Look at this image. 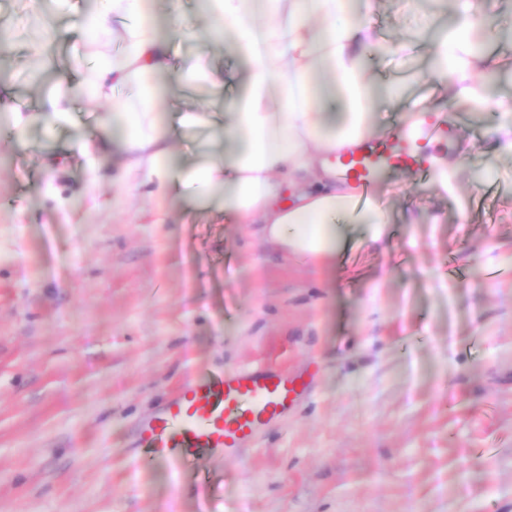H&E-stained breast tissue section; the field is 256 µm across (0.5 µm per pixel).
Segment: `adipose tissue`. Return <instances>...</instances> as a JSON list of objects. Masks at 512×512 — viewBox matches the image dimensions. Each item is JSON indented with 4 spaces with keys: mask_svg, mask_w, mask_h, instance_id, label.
Wrapping results in <instances>:
<instances>
[{
    "mask_svg": "<svg viewBox=\"0 0 512 512\" xmlns=\"http://www.w3.org/2000/svg\"><path fill=\"white\" fill-rule=\"evenodd\" d=\"M347 2L208 0V13L231 31L233 53L254 66L246 93L226 104L230 151L180 167L173 161L176 139L187 127L210 125L211 117L183 112L168 131L156 128L146 108L155 78L171 69L169 41L142 21L141 0H106L91 25L107 36L111 19L124 20V47L95 66L91 91L108 99L114 87L137 84L136 101L118 105L136 130L115 135L100 119L101 136L85 141L83 152L112 151L123 163L120 183L150 197L174 195L191 204L212 200L223 189L225 215L256 225L260 240L286 256L330 260L342 244V224L365 225L379 240L382 218L358 210L353 190L338 180L329 158L380 135L371 112L377 82L364 58L370 52L393 55L403 45L379 40L366 23L348 19ZM492 7L491 0L469 2L447 28L434 29L427 16L416 30L432 58L428 79L478 108L493 104L484 77L498 63L474 53L472 34L491 25Z\"/></svg>",
    "mask_w": 512,
    "mask_h": 512,
    "instance_id": "1",
    "label": "adipose tissue"
}]
</instances>
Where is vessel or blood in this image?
Masks as SVG:
<instances>
[{
  "mask_svg": "<svg viewBox=\"0 0 512 512\" xmlns=\"http://www.w3.org/2000/svg\"><path fill=\"white\" fill-rule=\"evenodd\" d=\"M458 134L449 114L418 112L394 136L357 143L332 163L357 203L368 205L383 174L428 171L435 149L452 144ZM303 390L296 379L272 369L240 368L210 380H190L143 423L141 440L152 457L172 463L215 454L232 463L271 421L287 414Z\"/></svg>",
  "mask_w": 512,
  "mask_h": 512,
  "instance_id": "1",
  "label": "vessel or blood"
}]
</instances>
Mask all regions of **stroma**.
<instances>
[{
  "label": "stroma",
  "mask_w": 512,
  "mask_h": 512,
  "mask_svg": "<svg viewBox=\"0 0 512 512\" xmlns=\"http://www.w3.org/2000/svg\"><path fill=\"white\" fill-rule=\"evenodd\" d=\"M91 2L0 0L11 104L49 111L121 51L88 25ZM430 9L361 17L396 42ZM493 11L484 49L504 64L487 83L512 103V0ZM144 13L172 43L159 129L244 92L250 65L200 0H144ZM35 15L59 30L49 71L31 51ZM366 63L385 84L431 66L411 48ZM436 99L421 82L376 112L385 125ZM111 100L0 134V512H512V149L484 138L512 114L454 101L470 150L438 149L462 159L447 186L387 173L372 193L383 240L345 225L319 268L263 246L222 200L116 184L119 158L80 151ZM59 145L69 162L46 172ZM177 145L185 164L227 149L220 125ZM256 366L306 375L309 391L240 460H148L140 425L187 380Z\"/></svg>",
  "instance_id": "1"
}]
</instances>
